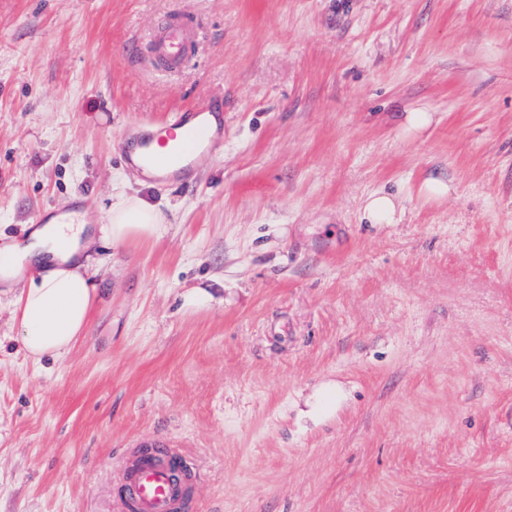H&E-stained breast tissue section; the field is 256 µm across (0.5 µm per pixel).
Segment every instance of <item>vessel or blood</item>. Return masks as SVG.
Returning <instances> with one entry per match:
<instances>
[{
	"instance_id": "obj_1",
	"label": "vessel or blood",
	"mask_w": 512,
	"mask_h": 512,
	"mask_svg": "<svg viewBox=\"0 0 512 512\" xmlns=\"http://www.w3.org/2000/svg\"><path fill=\"white\" fill-rule=\"evenodd\" d=\"M157 55L176 65L188 58V31L184 25L173 24L153 37ZM207 108L192 107L177 111L172 120L164 122L156 134L143 138L137 161L161 180H186L192 169V155L200 144L216 147L217 137L206 134ZM182 496L168 465L164 450L138 459L126 475L125 498L137 512H177Z\"/></svg>"
}]
</instances>
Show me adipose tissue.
I'll use <instances>...</instances> for the list:
<instances>
[{
	"label": "adipose tissue",
	"mask_w": 512,
	"mask_h": 512,
	"mask_svg": "<svg viewBox=\"0 0 512 512\" xmlns=\"http://www.w3.org/2000/svg\"><path fill=\"white\" fill-rule=\"evenodd\" d=\"M165 222L158 206L122 191L98 224L75 211L67 222L31 226L24 239L0 245L1 288H12L23 271L31 273L14 310L27 357L62 358L84 333L97 297L88 267L98 242L118 248L134 236L158 235Z\"/></svg>",
	"instance_id": "ef3b65f1"
}]
</instances>
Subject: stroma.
Returning a JSON list of instances; mask_svg holds the SVG:
<instances>
[{"label": "stroma", "instance_id": "stroma-1", "mask_svg": "<svg viewBox=\"0 0 512 512\" xmlns=\"http://www.w3.org/2000/svg\"><path fill=\"white\" fill-rule=\"evenodd\" d=\"M199 104L222 149L138 185L121 145ZM125 183L167 224L96 246L68 355L0 295V512H129L159 440L182 512H512V0H0V244ZM152 42L158 56L176 64L170 70L180 68L188 59L189 55L185 48L189 44V36L186 27L182 24L176 23L157 32ZM433 122L431 112L423 110H411L404 112L400 122V128L406 136H417L424 130L428 129ZM396 211L395 198L383 190L368 195L362 207L363 218L368 224H392Z\"/></svg>", "mask_w": 512, "mask_h": 512}]
</instances>
